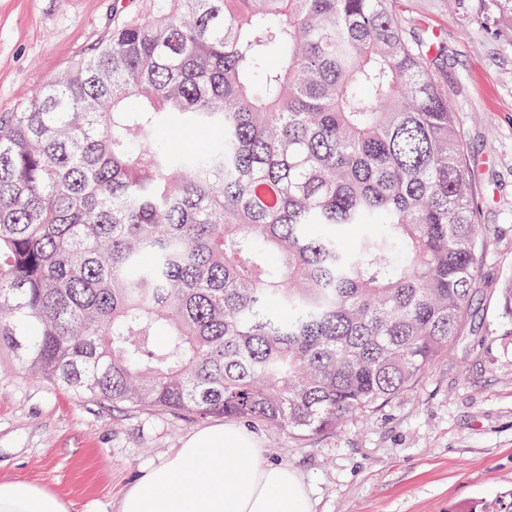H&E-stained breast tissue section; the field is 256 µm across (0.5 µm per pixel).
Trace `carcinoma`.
<instances>
[{"label": "carcinoma", "instance_id": "cac0c4a2", "mask_svg": "<svg viewBox=\"0 0 512 512\" xmlns=\"http://www.w3.org/2000/svg\"><path fill=\"white\" fill-rule=\"evenodd\" d=\"M397 4L153 0L0 114V350L103 405L299 442L413 388L495 229ZM175 126L200 140L169 149Z\"/></svg>", "mask_w": 512, "mask_h": 512}]
</instances>
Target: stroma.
<instances>
[{"label": "stroma", "instance_id": "obj_1", "mask_svg": "<svg viewBox=\"0 0 512 512\" xmlns=\"http://www.w3.org/2000/svg\"><path fill=\"white\" fill-rule=\"evenodd\" d=\"M149 0H0V113L91 53ZM404 20L435 33L436 72L478 165L483 221L497 235L454 356L414 389L341 430L300 443L249 431L272 464L294 469L309 512H487L512 503V23L482 19L477 0H403ZM202 424L118 411L36 380L0 350V481L38 484L68 512H119L124 492Z\"/></svg>", "mask_w": 512, "mask_h": 512}]
</instances>
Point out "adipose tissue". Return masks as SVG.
<instances>
[{
  "instance_id": "adipose-tissue-1",
  "label": "adipose tissue",
  "mask_w": 512,
  "mask_h": 512,
  "mask_svg": "<svg viewBox=\"0 0 512 512\" xmlns=\"http://www.w3.org/2000/svg\"><path fill=\"white\" fill-rule=\"evenodd\" d=\"M295 472L264 462L251 434L207 427L125 494L120 512H307ZM0 512H67L56 495L23 479L0 482Z\"/></svg>"
}]
</instances>
